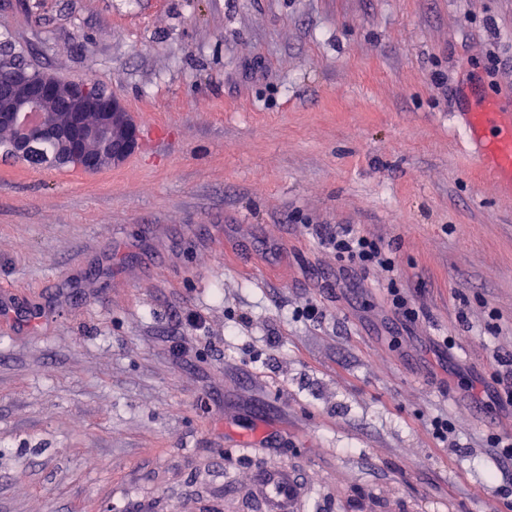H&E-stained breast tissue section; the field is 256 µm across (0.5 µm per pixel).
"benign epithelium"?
I'll return each mask as SVG.
<instances>
[{"label": "benign epithelium", "mask_w": 512, "mask_h": 512, "mask_svg": "<svg viewBox=\"0 0 512 512\" xmlns=\"http://www.w3.org/2000/svg\"><path fill=\"white\" fill-rule=\"evenodd\" d=\"M0 127L7 151L29 156L34 144L55 143L58 165L101 170L123 163L139 147V127L123 101L85 79L65 83L48 70L32 73L0 53Z\"/></svg>", "instance_id": "1"}]
</instances>
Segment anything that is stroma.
Listing matches in <instances>:
<instances>
[{
	"label": "stroma",
	"instance_id": "1",
	"mask_svg": "<svg viewBox=\"0 0 512 512\" xmlns=\"http://www.w3.org/2000/svg\"><path fill=\"white\" fill-rule=\"evenodd\" d=\"M0 48L141 131L97 172L0 151V512H253L281 465L297 512H512V196L450 120L512 109V0H0ZM318 235L326 249L336 254L338 259L347 261V267L359 271L360 274H365L371 269L394 272L395 262L378 237L361 233L351 224L325 227ZM387 288L391 313L401 317L402 321H415L419 317L418 312L411 307L408 298L396 287L393 279H390Z\"/></svg>",
	"mask_w": 512,
	"mask_h": 512
}]
</instances>
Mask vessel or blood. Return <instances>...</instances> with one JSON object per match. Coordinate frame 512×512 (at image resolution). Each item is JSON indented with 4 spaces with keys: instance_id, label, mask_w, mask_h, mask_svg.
Masks as SVG:
<instances>
[{
    "instance_id": "obj_1",
    "label": "vessel or blood",
    "mask_w": 512,
    "mask_h": 512,
    "mask_svg": "<svg viewBox=\"0 0 512 512\" xmlns=\"http://www.w3.org/2000/svg\"><path fill=\"white\" fill-rule=\"evenodd\" d=\"M455 118L466 131L471 155L492 176L512 175V114L500 111L492 97L464 99ZM260 505L266 512H295L299 491L284 469L263 470L258 475Z\"/></svg>"
}]
</instances>
